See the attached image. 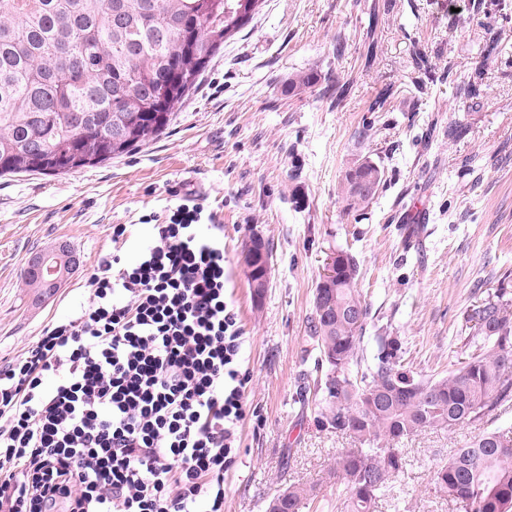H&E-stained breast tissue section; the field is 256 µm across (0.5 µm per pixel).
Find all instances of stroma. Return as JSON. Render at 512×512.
Returning <instances> with one entry per match:
<instances>
[{"label":"stroma","instance_id":"stroma-1","mask_svg":"<svg viewBox=\"0 0 512 512\" xmlns=\"http://www.w3.org/2000/svg\"><path fill=\"white\" fill-rule=\"evenodd\" d=\"M298 77L308 85L289 90ZM364 158L382 185L346 206L339 180ZM185 198L224 226L225 295L251 376L224 512H266L276 490L325 477L353 445L303 402L316 376L313 294L336 249L360 264L368 353L379 332L399 337L421 374L463 357L471 304L501 285L512 293V0H263L165 134L77 173L0 177V367L87 304L113 225H131L135 261L151 241L143 216ZM256 234L271 249L259 297L245 263ZM62 243L79 267L34 304L21 273ZM478 432L403 440L405 468L378 512H459L432 470Z\"/></svg>","mask_w":512,"mask_h":512}]
</instances>
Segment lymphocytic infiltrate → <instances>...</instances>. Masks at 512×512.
Masks as SVG:
<instances>
[{"label":"lymphocytic infiltrate","instance_id":"f902f5d3","mask_svg":"<svg viewBox=\"0 0 512 512\" xmlns=\"http://www.w3.org/2000/svg\"><path fill=\"white\" fill-rule=\"evenodd\" d=\"M0 368V512H224L250 381L224 227L191 200Z\"/></svg>","mask_w":512,"mask_h":512}]
</instances>
